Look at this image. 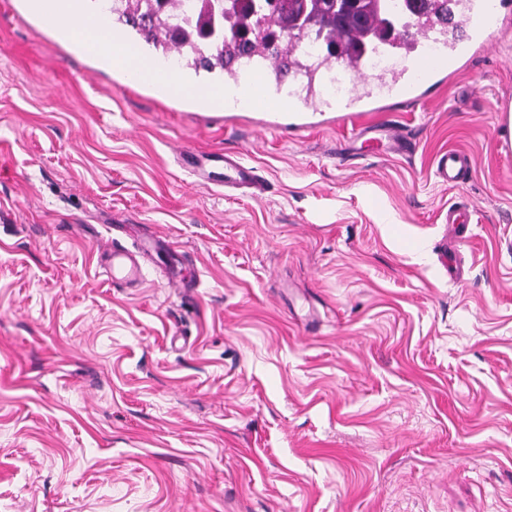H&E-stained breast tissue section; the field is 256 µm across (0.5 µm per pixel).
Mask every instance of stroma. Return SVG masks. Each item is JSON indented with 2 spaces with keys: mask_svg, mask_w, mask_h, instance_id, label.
Returning <instances> with one entry per match:
<instances>
[{
  "mask_svg": "<svg viewBox=\"0 0 512 512\" xmlns=\"http://www.w3.org/2000/svg\"><path fill=\"white\" fill-rule=\"evenodd\" d=\"M508 91L512 22L389 108L411 155L342 158L349 128L225 122L0 0V512H512ZM185 147L242 152L268 194L198 184ZM451 149L473 166L445 186ZM131 228L197 292L162 257L113 286ZM497 127L500 131L497 149L509 155L512 152V95L503 94L498 98ZM471 158L457 150L444 151L435 160V176L444 184L462 181L471 167Z\"/></svg>",
  "mask_w": 512,
  "mask_h": 512,
  "instance_id": "1",
  "label": "stroma"
}]
</instances>
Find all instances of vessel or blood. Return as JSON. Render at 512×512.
<instances>
[{
	"mask_svg": "<svg viewBox=\"0 0 512 512\" xmlns=\"http://www.w3.org/2000/svg\"><path fill=\"white\" fill-rule=\"evenodd\" d=\"M512 10V0H457L456 25L460 37L448 35L439 20L421 16L413 25L410 40L414 49L408 66L383 78L382 86L389 98L402 104H414L427 96L430 88L442 84L462 68V60L471 49H486L495 42L507 11ZM336 67L350 78L348 96L333 106L337 125L353 130L346 149L364 156L389 151L398 155L408 153L412 145L402 130L393 122L383 119L373 97L370 76L365 63L336 60ZM316 105L315 90H308L299 104L286 112L269 113L263 127L284 133H299L309 128L310 110ZM498 151L512 152V95H501L497 103ZM224 167L225 184L243 185L253 196H261L267 189L254 168L246 165L241 154L224 153L219 157ZM470 157L460 151L450 150L439 154L435 160V176L445 184L464 179L471 167ZM162 241L142 245L130 250L121 243H113L107 267L113 284L132 285L144 277V259L165 249Z\"/></svg>",
	"mask_w": 512,
	"mask_h": 512,
	"instance_id": "obj_1",
	"label": "vessel or blood"
}]
</instances>
